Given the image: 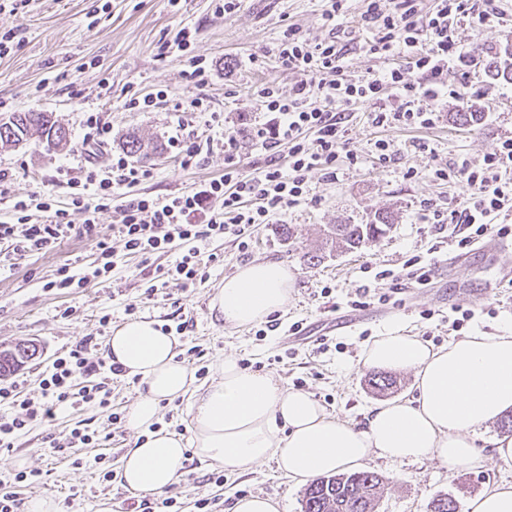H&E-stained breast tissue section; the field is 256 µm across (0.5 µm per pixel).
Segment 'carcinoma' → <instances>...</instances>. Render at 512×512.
Segmentation results:
<instances>
[{
  "label": "carcinoma",
  "instance_id": "cac0c4a2",
  "mask_svg": "<svg viewBox=\"0 0 512 512\" xmlns=\"http://www.w3.org/2000/svg\"><path fill=\"white\" fill-rule=\"evenodd\" d=\"M484 70L493 79L512 82L511 62L492 56L485 61ZM6 126L17 142H32L49 150L60 148L58 132L63 125L49 112H13L0 119V129ZM124 148L140 161L151 160L142 140L134 133L125 140ZM393 221L392 213L383 211L371 224H336L330 228L329 237L331 242L348 250L357 249L366 241L386 234ZM35 353L36 349L28 346L1 351L0 373L16 369ZM384 487L383 477L369 470L318 477L305 488L302 512H375Z\"/></svg>",
  "mask_w": 512,
  "mask_h": 512
}]
</instances>
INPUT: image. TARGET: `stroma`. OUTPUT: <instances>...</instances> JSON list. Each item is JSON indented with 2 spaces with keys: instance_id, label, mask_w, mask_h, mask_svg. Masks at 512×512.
Here are the masks:
<instances>
[{
  "instance_id": "1",
  "label": "stroma",
  "mask_w": 512,
  "mask_h": 512,
  "mask_svg": "<svg viewBox=\"0 0 512 512\" xmlns=\"http://www.w3.org/2000/svg\"><path fill=\"white\" fill-rule=\"evenodd\" d=\"M325 7V0H242L234 13L218 15L211 0H178L174 7L167 0H29L24 13L1 11L0 32L13 29L17 36L10 54L0 57V118L14 112L53 113L68 129L70 142L54 152L34 144L0 147V222L11 221L16 200L44 194L68 212L71 223L83 224L70 179L84 165L80 135L95 112L112 126L107 143L98 149L100 159L121 151L126 134L133 131L161 149L145 164L149 177L121 188L100 211L102 226L120 223L121 207L132 198L162 200L200 190L223 176L228 160L246 173L256 172L268 152L249 133L260 111L254 89L272 81L288 93L298 80L278 66L269 50L292 24L310 39L327 37L320 25ZM498 10L503 22L461 24L466 57L512 50V0H499ZM363 11L362 0H350L344 28L352 43L343 59L350 79L406 63L401 53L384 60L366 52L370 32L362 24ZM184 27L195 34V54L213 64L205 78L193 77L187 58L171 46ZM448 80L462 85L479 120L461 124L457 105L450 103L431 128L383 130L367 124L368 105H354L346 139L358 164L339 157L332 181L321 170L311 171L306 200L274 223L260 225L248 250H240L230 235L211 240L204 279L187 290L162 288L147 295L155 267L174 262L178 250L145 258L125 251L115 237L110 240L114 265L102 284L72 290L47 286L59 267L86 266L96 259L94 241L79 234L0 273V346L33 343L38 348L21 368L26 394L36 396L41 374L56 355L86 339L105 343L113 329L147 319L176 329L179 355L195 346L202 349L195 361L197 383H210L219 362L231 353L247 361L249 370L312 394L339 421L359 425L381 401L369 385L373 371L363 366L360 353L389 323L408 324L436 348L477 331L494 334L512 327V282L499 281L502 267L512 264V251H484L475 245L459 249L462 226L435 223L433 212L446 209L464 188L432 174L438 163L481 162L500 139L512 136V83L486 76L482 67L464 65L451 69ZM134 95H154L158 101L151 111H131L126 103ZM197 99L203 100L205 111L191 110ZM228 131L237 139L233 157L218 145L201 154L196 167H180L178 144L209 137L220 142ZM379 139L389 142L392 161H378L374 143ZM379 211L394 216L385 237L353 251H326L318 263L304 260L305 252L321 248L329 225L365 224ZM416 255L432 265L428 286L407 276L408 262ZM255 259L287 262L295 278L288 306L245 328L224 324L210 301L225 277ZM384 270L391 271V278L378 279ZM376 288L387 294V301L373 297ZM458 308L473 317L455 330L449 320ZM104 316L109 324H101ZM295 323L300 334L288 335ZM138 387V378L126 375L113 383L117 421L90 404L80 416H58L51 429L19 435L13 448L0 449V483L14 485L24 504L52 497L58 512H101L105 506L110 512H133L143 501L151 512H199L197 501L206 499L215 502L218 512H231L238 497L249 494L275 498L280 512H301L303 485L284 476L272 460L247 470L223 468L224 481L217 484L210 479L212 467L192 455L180 484L167 495L144 499L119 480L103 481V474L117 470L121 454L133 444L135 434L125 415ZM79 418L110 432L107 445L51 452L50 440L64 441ZM366 468L388 483L377 512H429L430 502L444 494L463 506L486 489L512 482V469L493 462L471 471L435 460L398 466L376 458ZM21 469L38 472L37 483H15Z\"/></svg>"
}]
</instances>
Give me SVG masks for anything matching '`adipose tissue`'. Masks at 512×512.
Segmentation results:
<instances>
[{
  "label": "adipose tissue",
  "mask_w": 512,
  "mask_h": 512,
  "mask_svg": "<svg viewBox=\"0 0 512 512\" xmlns=\"http://www.w3.org/2000/svg\"><path fill=\"white\" fill-rule=\"evenodd\" d=\"M293 284L287 263L250 262L225 278L211 308L225 323L246 327L282 311ZM106 346L112 360L144 386L127 413L137 437L120 459L121 482L133 493L167 492L184 477L192 455L214 467L246 469L272 459L296 482L375 456L479 469L486 458L475 434L512 412V331L475 333L436 349L403 324L385 327L363 347L362 363L414 372L418 395L376 406L361 426L329 416L308 393L241 368L230 354L215 381L197 385L193 371L177 359L175 337L151 320L122 324ZM178 400L187 403L183 433L159 424L162 403Z\"/></svg>",
  "instance_id": "1"
}]
</instances>
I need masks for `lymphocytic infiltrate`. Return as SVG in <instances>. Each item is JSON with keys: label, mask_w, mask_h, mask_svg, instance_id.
<instances>
[{"label": "lymphocytic infiltrate", "mask_w": 512, "mask_h": 512, "mask_svg": "<svg viewBox=\"0 0 512 512\" xmlns=\"http://www.w3.org/2000/svg\"><path fill=\"white\" fill-rule=\"evenodd\" d=\"M347 0H329L321 19L334 34L321 41L305 37L300 28L288 27L271 53L285 70L298 74L292 94H282L274 82L256 89L266 114L255 124L253 136L270 152L262 171L243 174L229 165L221 178L202 190L182 193L164 200L149 197L130 199L123 206V218L113 225L111 235L98 229L97 214L115 191L135 185L148 175L146 169L129 162L122 153L112 154L107 165L88 163L83 176L72 183L80 195L74 203L85 215L82 226H74L65 210L55 208L51 198L39 202L21 199L14 203L15 223L0 224V257L10 263L55 248L74 230L94 240L98 255L81 270L63 266L50 285L64 290L89 283L108 281L112 270L110 237H118L132 254H155L179 249L180 256L163 272V287L194 285L203 261V246L226 235L239 240L241 249L255 229L285 213L307 195V174L324 167L334 178V164L346 147L345 124L350 107L370 104L368 119L377 128H429L439 119L436 103L458 100L460 91L448 82V72L464 59L456 32L461 18L471 17L485 24L498 19L495 0H436L431 12L421 13L418 0H366L363 21L374 27L377 38L372 54L383 58L399 49L410 50L408 68L389 67L371 71L357 79L346 78L341 62L344 44L335 31L347 11ZM436 179L457 180L467 188L463 201L449 208L451 223L469 227L458 247L471 246L488 236L505 237L512 227L497 223V216L512 208V137L501 140L483 158L434 169ZM221 200L224 210L212 213L211 200ZM44 213L32 221L30 210ZM119 365L99 353L97 346L81 342L57 356L42 373L37 398L22 396L19 382L0 386V404L17 407V414L0 418V447L11 448L17 434L39 424L54 421L57 411H80L92 403L112 407V381L121 375Z\"/></svg>", "instance_id": "obj_1"}]
</instances>
